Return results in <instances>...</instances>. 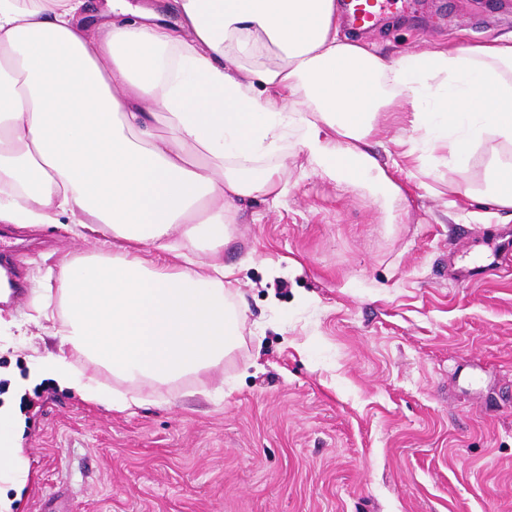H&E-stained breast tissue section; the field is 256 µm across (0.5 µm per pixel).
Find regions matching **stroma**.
Segmentation results:
<instances>
[{"instance_id": "stroma-1", "label": "stroma", "mask_w": 512, "mask_h": 512, "mask_svg": "<svg viewBox=\"0 0 512 512\" xmlns=\"http://www.w3.org/2000/svg\"><path fill=\"white\" fill-rule=\"evenodd\" d=\"M511 32L512 0H407L361 38L397 57ZM487 161L412 165L390 209L292 152L287 192L243 203L224 246L243 346L131 413L25 392L13 512H512V217L463 193ZM4 239L31 282L88 247L65 224ZM30 332L0 335L1 369L57 351Z\"/></svg>"}]
</instances>
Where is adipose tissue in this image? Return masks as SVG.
I'll use <instances>...</instances> for the list:
<instances>
[{"instance_id":"adipose-tissue-1","label":"adipose tissue","mask_w":512,"mask_h":512,"mask_svg":"<svg viewBox=\"0 0 512 512\" xmlns=\"http://www.w3.org/2000/svg\"><path fill=\"white\" fill-rule=\"evenodd\" d=\"M176 21L108 0H0V224H75L112 240L47 268L31 323L49 379L125 412L144 390L205 383L244 342L219 256L237 204L313 173L401 202L370 151L412 105L405 157L489 161L483 196L512 211V36L389 58L341 37L336 0H174ZM161 259H147V250ZM107 372L113 387L79 370ZM20 422L0 404V473L26 477Z\"/></svg>"}]
</instances>
